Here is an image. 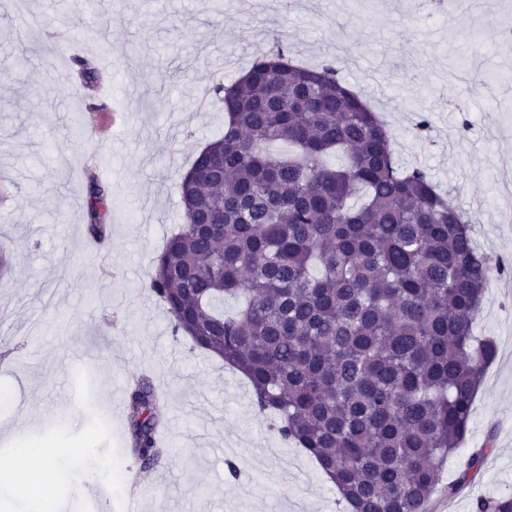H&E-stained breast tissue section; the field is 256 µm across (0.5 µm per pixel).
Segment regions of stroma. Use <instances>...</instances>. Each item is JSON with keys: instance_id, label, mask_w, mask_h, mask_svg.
<instances>
[{"instance_id": "35a3bbf8", "label": "stroma", "mask_w": 512, "mask_h": 512, "mask_svg": "<svg viewBox=\"0 0 512 512\" xmlns=\"http://www.w3.org/2000/svg\"><path fill=\"white\" fill-rule=\"evenodd\" d=\"M512 0H0V459L19 442L50 446L47 482L27 491L0 477V512L33 497L61 512H125V487L60 472L87 437L124 470L127 388L147 376L162 394L166 451L141 480L150 512H345L334 486L272 429L245 378L173 334L142 282L183 221L178 185L195 152L222 136L204 88L236 80L257 48L287 41L308 65L334 63L393 135L400 164L421 161L473 223L478 247L512 264ZM71 41L69 55L60 45ZM113 87L137 95L112 114L86 109L72 57L103 41ZM430 128L420 136L418 115ZM456 129L449 149L444 135ZM102 158L87 166V151ZM110 193L109 236L90 246L89 180ZM475 335L496 358L464 445L439 472L454 482L485 440L480 474L434 512H474L477 498L512 494V305L488 286Z\"/></svg>"}]
</instances>
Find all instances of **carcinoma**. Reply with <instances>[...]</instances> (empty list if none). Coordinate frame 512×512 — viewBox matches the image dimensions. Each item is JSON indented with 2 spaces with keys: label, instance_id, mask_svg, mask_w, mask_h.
I'll return each instance as SVG.
<instances>
[{
  "label": "carcinoma",
  "instance_id": "carcinoma-1",
  "mask_svg": "<svg viewBox=\"0 0 512 512\" xmlns=\"http://www.w3.org/2000/svg\"><path fill=\"white\" fill-rule=\"evenodd\" d=\"M210 91L224 135L182 177L184 224L146 287L174 333L247 378L351 512H431L496 351L473 322L508 267L477 249L466 212L425 168L398 164L391 132L334 66L298 64L281 42ZM278 142L288 155L268 151ZM331 155L343 163L327 166ZM107 211L91 183L88 232L100 241ZM226 297L240 308L224 311ZM128 409L147 470L164 453L149 379L133 382ZM492 447L489 437L471 454L448 496ZM475 512H512V495L479 498Z\"/></svg>",
  "mask_w": 512,
  "mask_h": 512
}]
</instances>
